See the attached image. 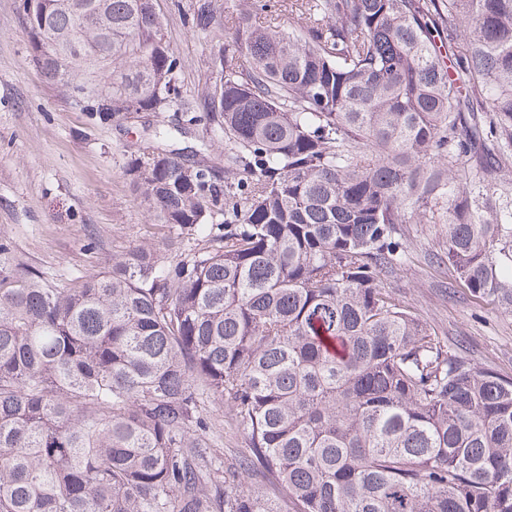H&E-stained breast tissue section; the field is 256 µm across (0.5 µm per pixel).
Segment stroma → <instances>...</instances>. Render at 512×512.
<instances>
[{
    "label": "stroma",
    "instance_id": "stroma-1",
    "mask_svg": "<svg viewBox=\"0 0 512 512\" xmlns=\"http://www.w3.org/2000/svg\"><path fill=\"white\" fill-rule=\"evenodd\" d=\"M180 65L176 84L196 101L223 78L210 62L232 30L205 36L191 18L198 0H154ZM145 113L122 126H98L72 106L33 59L22 0H0V238L13 260L54 281L96 273L113 254L139 245L164 250L168 227L155 223L124 173L127 146ZM402 234L412 259L385 285L448 342L464 340L472 363L512 378V313L476 301L465 290L446 296L450 273L429 255L438 224L409 221Z\"/></svg>",
    "mask_w": 512,
    "mask_h": 512
}]
</instances>
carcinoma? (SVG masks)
Instances as JSON below:
<instances>
[{
  "mask_svg": "<svg viewBox=\"0 0 512 512\" xmlns=\"http://www.w3.org/2000/svg\"><path fill=\"white\" fill-rule=\"evenodd\" d=\"M94 1L33 0V58L95 124L157 117L124 172L180 258L56 283L0 240V512H512V378L384 286L413 218L512 313V0H203L224 81L171 125L154 0Z\"/></svg>",
  "mask_w": 512,
  "mask_h": 512,
  "instance_id": "cac0c4a2",
  "label": "carcinoma"
}]
</instances>
